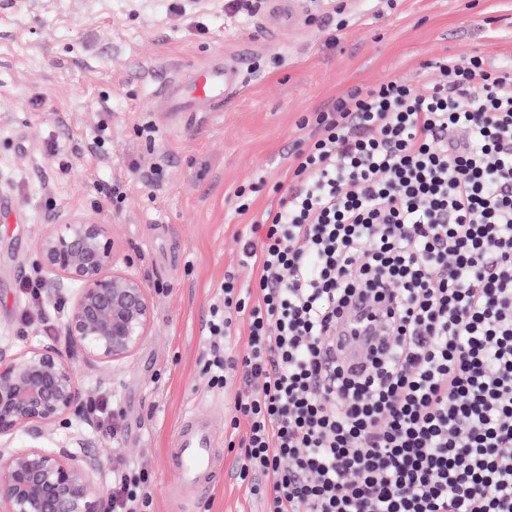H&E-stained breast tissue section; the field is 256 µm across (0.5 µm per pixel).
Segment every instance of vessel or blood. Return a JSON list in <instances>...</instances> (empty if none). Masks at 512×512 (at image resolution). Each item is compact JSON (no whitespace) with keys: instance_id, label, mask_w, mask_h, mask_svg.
<instances>
[{"instance_id":"1","label":"vessel or blood","mask_w":512,"mask_h":512,"mask_svg":"<svg viewBox=\"0 0 512 512\" xmlns=\"http://www.w3.org/2000/svg\"><path fill=\"white\" fill-rule=\"evenodd\" d=\"M288 5L289 0H265V18L259 23V32L266 41H275L290 24ZM240 85L239 66L214 63L172 76L159 89L157 99L164 112H217ZM217 446L207 408L200 407L183 416L174 431L171 448L180 473L177 496L183 512H189L198 497L223 474L224 461Z\"/></svg>"}]
</instances>
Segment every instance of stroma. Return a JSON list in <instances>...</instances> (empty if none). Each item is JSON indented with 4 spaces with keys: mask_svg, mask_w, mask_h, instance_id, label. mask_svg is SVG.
<instances>
[{
    "mask_svg": "<svg viewBox=\"0 0 512 512\" xmlns=\"http://www.w3.org/2000/svg\"><path fill=\"white\" fill-rule=\"evenodd\" d=\"M263 0H0V352L58 342L66 296L32 298L37 245L57 217L109 225L131 272L153 292L149 336L119 362L70 347L81 400L121 409L115 432L83 411L43 439L78 437L112 490L117 459L151 474V512H175L179 473L170 441L198 402L233 410L237 384L203 375L205 324L227 274L247 279L238 232L276 203L260 193L233 213L235 190L280 180L302 115L354 88L397 75L424 87L422 65L442 55L512 60V0H299L279 44L259 42ZM244 59L239 93L197 117L153 112L174 73ZM98 142L88 152L89 142ZM192 512H264L236 480L235 456Z\"/></svg>",
    "mask_w": 512,
    "mask_h": 512,
    "instance_id": "35a3bbf8",
    "label": "stroma"
}]
</instances>
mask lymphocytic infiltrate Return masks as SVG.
Listing matches in <instances>:
<instances>
[{
  "mask_svg": "<svg viewBox=\"0 0 512 512\" xmlns=\"http://www.w3.org/2000/svg\"><path fill=\"white\" fill-rule=\"evenodd\" d=\"M429 68L301 120L239 233L250 277L211 307L203 372L240 378L228 447L266 512H512V67ZM359 301L381 322L354 370L335 338ZM148 485L118 465L105 512H146Z\"/></svg>",
  "mask_w": 512,
  "mask_h": 512,
  "instance_id": "f902f5d3",
  "label": "lymphocytic infiltrate"
}]
</instances>
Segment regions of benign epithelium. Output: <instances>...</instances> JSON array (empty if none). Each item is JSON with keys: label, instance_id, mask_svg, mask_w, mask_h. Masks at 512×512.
I'll list each match as a JSON object with an SVG mask.
<instances>
[{"label": "benign epithelium", "instance_id": "1", "mask_svg": "<svg viewBox=\"0 0 512 512\" xmlns=\"http://www.w3.org/2000/svg\"><path fill=\"white\" fill-rule=\"evenodd\" d=\"M38 255L47 295H69L68 344L100 362L130 357L151 331L154 298L139 276L117 266L119 244L107 225L60 217L40 238ZM79 400L73 368L56 345L0 357V439L30 437L23 449L0 448V512H103L93 480L98 458L73 452L78 438L55 452L41 446Z\"/></svg>", "mask_w": 512, "mask_h": 512}]
</instances>
